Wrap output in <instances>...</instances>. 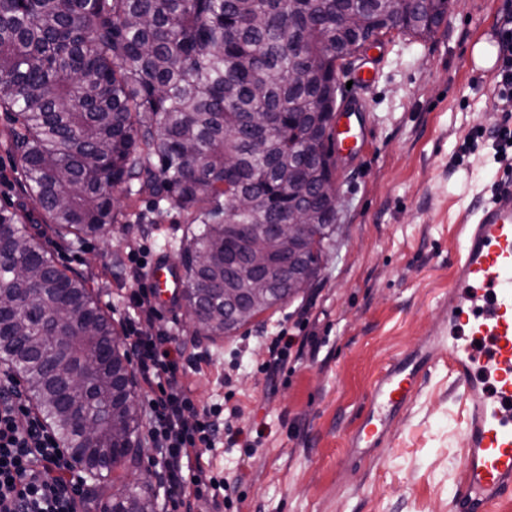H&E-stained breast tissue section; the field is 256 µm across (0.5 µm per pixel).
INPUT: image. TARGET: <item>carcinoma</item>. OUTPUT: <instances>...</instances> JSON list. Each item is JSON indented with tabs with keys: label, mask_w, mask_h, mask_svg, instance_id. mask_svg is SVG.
<instances>
[{
	"label": "carcinoma",
	"mask_w": 512,
	"mask_h": 512,
	"mask_svg": "<svg viewBox=\"0 0 512 512\" xmlns=\"http://www.w3.org/2000/svg\"><path fill=\"white\" fill-rule=\"evenodd\" d=\"M444 0H0V110L12 116L10 148L50 228L96 237L115 221L112 191L138 181L191 225L178 261L182 298L209 302L202 284L224 287L230 224H273L288 190L303 189L312 224H334L336 195L308 139L325 130L319 98L332 92L336 56L373 31L345 25L397 15L403 32L430 37L446 22ZM249 199L237 207L238 196ZM27 216L0 209V357L35 396L63 446L132 492L107 512H155L137 488L136 456L116 445L141 426L127 373L126 337L96 305L85 280L59 269ZM271 307L262 275L231 284ZM28 288L27 312L14 308ZM92 311L91 328L70 316ZM224 335V304L191 317ZM91 418L95 448L71 426Z\"/></svg>",
	"instance_id": "1"
}]
</instances>
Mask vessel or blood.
<instances>
[{"instance_id": "b4317fda", "label": "vessel or blood", "mask_w": 512, "mask_h": 512, "mask_svg": "<svg viewBox=\"0 0 512 512\" xmlns=\"http://www.w3.org/2000/svg\"><path fill=\"white\" fill-rule=\"evenodd\" d=\"M460 230L448 289V320L469 337L448 347L466 410L457 498L459 512H495L512 492V186L493 192ZM478 340L490 343L488 357L478 355ZM437 351L433 345L389 365L351 438L360 456L384 447L389 421L415 397Z\"/></svg>"}]
</instances>
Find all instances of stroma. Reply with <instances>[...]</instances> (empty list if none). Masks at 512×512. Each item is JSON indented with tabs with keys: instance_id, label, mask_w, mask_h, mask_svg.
<instances>
[{
	"instance_id": "35a3bbf8",
	"label": "stroma",
	"mask_w": 512,
	"mask_h": 512,
	"mask_svg": "<svg viewBox=\"0 0 512 512\" xmlns=\"http://www.w3.org/2000/svg\"><path fill=\"white\" fill-rule=\"evenodd\" d=\"M511 13L512 0H452L434 36L395 34L369 52L377 66L369 88L339 74L345 98L362 100L369 135L342 160L338 233L309 288L224 336L195 335L181 299L159 304L157 328L203 359L180 375L196 410H241L230 421L241 437L219 434L212 452L226 493L206 512H457L465 411L447 354L391 422L388 447L361 460L350 440L392 361L432 335L449 341L459 223L490 198L504 169L488 138L450 164L469 134L502 118L493 70L478 76L465 62ZM10 128L0 111V208L26 211L29 232L124 330L137 285L129 250L141 248L148 266L176 265L184 215L144 193L121 198L107 237H59L18 178ZM282 328L315 344L271 372L265 339Z\"/></svg>"
}]
</instances>
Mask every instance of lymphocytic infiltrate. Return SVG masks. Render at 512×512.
Masks as SVG:
<instances>
[{"instance_id":"lymphocytic-infiltrate-1","label":"lymphocytic infiltrate","mask_w":512,"mask_h":512,"mask_svg":"<svg viewBox=\"0 0 512 512\" xmlns=\"http://www.w3.org/2000/svg\"><path fill=\"white\" fill-rule=\"evenodd\" d=\"M499 65L495 89L503 118L491 130L500 156L512 151V15L496 31ZM127 323L129 350L147 394V441L161 458V479L173 507L198 512L216 486L208 459L220 428L219 413L193 410L191 393L178 379L184 358L167 331L140 333V321L157 311L146 288L132 289ZM59 439L46 420L32 415L10 371L0 372V512H83L85 493L71 473Z\"/></svg>"}]
</instances>
